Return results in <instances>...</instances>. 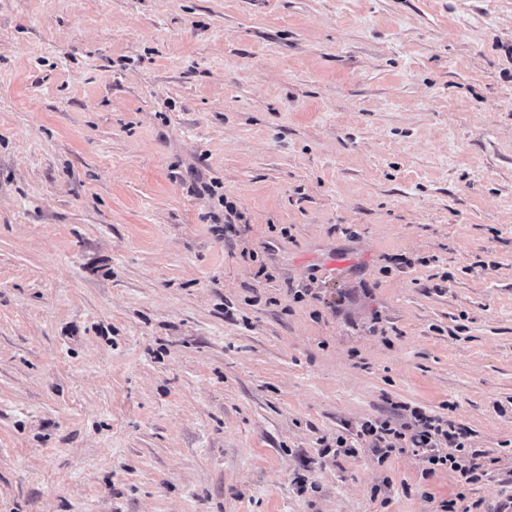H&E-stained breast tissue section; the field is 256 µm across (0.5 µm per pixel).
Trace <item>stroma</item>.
<instances>
[{"mask_svg":"<svg viewBox=\"0 0 512 512\" xmlns=\"http://www.w3.org/2000/svg\"><path fill=\"white\" fill-rule=\"evenodd\" d=\"M415 410L481 480L378 464ZM460 490L512 501V0H0V512ZM421 422V430L406 439V434L387 422L380 426L366 422L358 432L359 437H370L372 448L378 454V463H383L395 450L403 451L412 448L415 455H420L428 465H447L448 469L459 473L465 485L480 479L478 471L484 466L479 463L483 453L466 446L464 433L457 429L451 421H446L447 429L441 426L440 418L414 415ZM437 423V424H435ZM445 440L448 448H455V453L441 454L439 443ZM410 446H407V445Z\"/></svg>","mask_w":512,"mask_h":512,"instance_id":"stroma-1","label":"stroma"}]
</instances>
